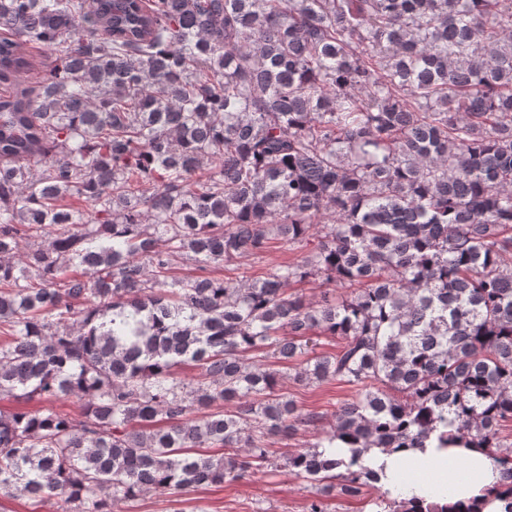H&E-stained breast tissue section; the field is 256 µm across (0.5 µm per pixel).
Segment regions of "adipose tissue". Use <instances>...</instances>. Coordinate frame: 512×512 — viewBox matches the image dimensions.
<instances>
[{
    "label": "adipose tissue",
    "mask_w": 512,
    "mask_h": 512,
    "mask_svg": "<svg viewBox=\"0 0 512 512\" xmlns=\"http://www.w3.org/2000/svg\"><path fill=\"white\" fill-rule=\"evenodd\" d=\"M372 466L384 474V489L390 498L427 495L445 490L448 504L483 503V512H499L501 504L493 490L502 479L500 467L476 448H414L389 453L369 449Z\"/></svg>",
    "instance_id": "1"
}]
</instances>
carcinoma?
Masks as SVG:
<instances>
[{"label":"carcinoma","instance_id":"1","mask_svg":"<svg viewBox=\"0 0 512 512\" xmlns=\"http://www.w3.org/2000/svg\"><path fill=\"white\" fill-rule=\"evenodd\" d=\"M0 84L1 492L245 480L322 418L288 378L354 390L284 463L316 495L448 512L364 455L475 446L512 512V0H0ZM22 49L27 57L33 59L36 63V67L33 70L25 73L23 77L28 82L35 83L43 74V70L46 69V66H48L52 61L51 54L48 50L38 48L33 44H24ZM35 76L37 77L35 78ZM272 245L275 247L270 248L268 252L258 257L244 260L240 266L241 269L234 272H246L248 276H264L266 273L273 271L278 265L284 262L296 261L304 255L303 253L307 252V250L303 252L288 251V249L285 248H278V244Z\"/></svg>","mask_w":512,"mask_h":512}]
</instances>
